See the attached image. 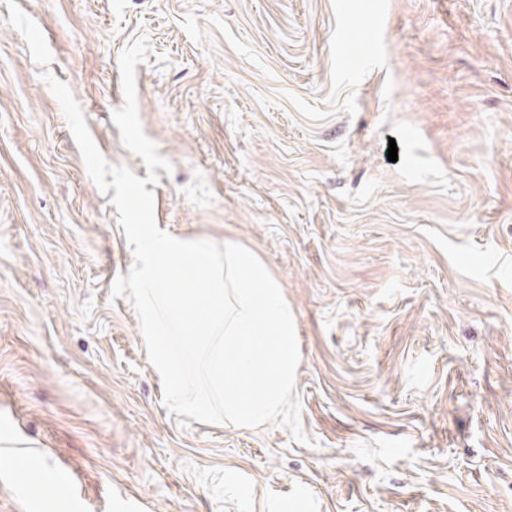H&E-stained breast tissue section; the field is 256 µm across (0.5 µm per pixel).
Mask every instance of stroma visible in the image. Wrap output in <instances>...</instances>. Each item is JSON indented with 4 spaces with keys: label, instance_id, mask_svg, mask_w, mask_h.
Segmentation results:
<instances>
[{
    "label": "stroma",
    "instance_id": "stroma-1",
    "mask_svg": "<svg viewBox=\"0 0 512 512\" xmlns=\"http://www.w3.org/2000/svg\"><path fill=\"white\" fill-rule=\"evenodd\" d=\"M291 310L307 442L171 413L109 166ZM398 148L389 161V145ZM0 512H512V0H0Z\"/></svg>",
    "mask_w": 512,
    "mask_h": 512
}]
</instances>
